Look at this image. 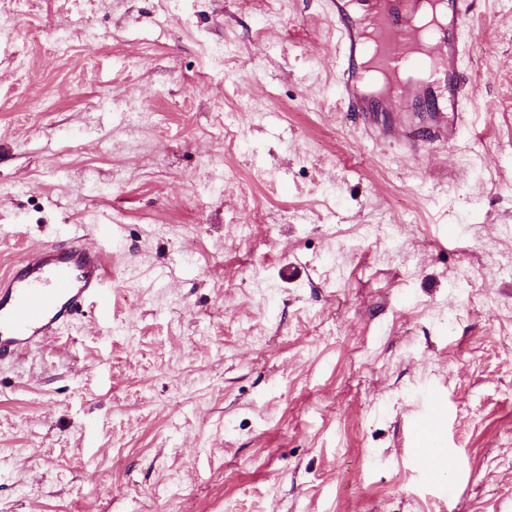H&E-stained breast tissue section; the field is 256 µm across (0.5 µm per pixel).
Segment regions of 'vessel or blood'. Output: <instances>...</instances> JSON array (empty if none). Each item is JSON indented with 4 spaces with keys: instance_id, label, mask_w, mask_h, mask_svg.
<instances>
[{
    "instance_id": "vessel-or-blood-1",
    "label": "vessel or blood",
    "mask_w": 512,
    "mask_h": 512,
    "mask_svg": "<svg viewBox=\"0 0 512 512\" xmlns=\"http://www.w3.org/2000/svg\"><path fill=\"white\" fill-rule=\"evenodd\" d=\"M476 0H329L327 16L342 47L339 93L379 143L422 159L454 144L468 98L460 32ZM112 262L73 236L27 254L0 275V359L19 360L70 323L112 316ZM444 422L442 397L429 393L412 423L430 454Z\"/></svg>"
}]
</instances>
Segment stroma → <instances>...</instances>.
Here are the masks:
<instances>
[{
	"mask_svg": "<svg viewBox=\"0 0 512 512\" xmlns=\"http://www.w3.org/2000/svg\"><path fill=\"white\" fill-rule=\"evenodd\" d=\"M1 26L0 274L77 234L113 276L109 322L0 361V512H512V0H478L474 104L417 161L343 112L325 0ZM443 422L442 396L437 391H432L426 398L421 412L411 425L418 444L423 447L418 448V452L423 456L436 450L432 447L435 445L436 433L443 426Z\"/></svg>",
	"mask_w": 512,
	"mask_h": 512,
	"instance_id": "35a3bbf8",
	"label": "stroma"
}]
</instances>
